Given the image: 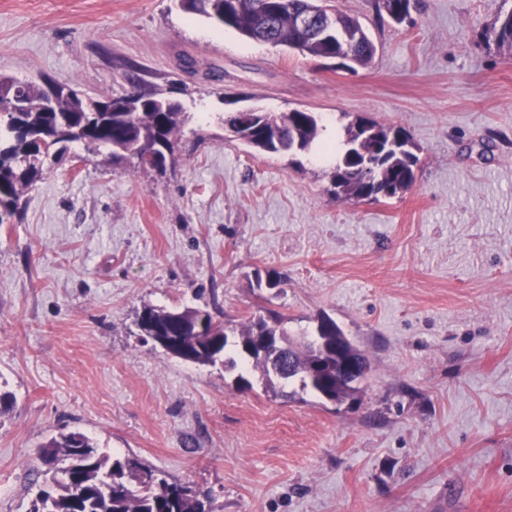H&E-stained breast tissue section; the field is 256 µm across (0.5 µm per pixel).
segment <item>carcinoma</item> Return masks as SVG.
Wrapping results in <instances>:
<instances>
[{"instance_id": "cac0c4a2", "label": "carcinoma", "mask_w": 512, "mask_h": 512, "mask_svg": "<svg viewBox=\"0 0 512 512\" xmlns=\"http://www.w3.org/2000/svg\"><path fill=\"white\" fill-rule=\"evenodd\" d=\"M187 11L211 19L219 29L231 28L254 42L300 49V55L317 58L330 52L329 47L313 40L297 29L298 16L310 9L314 0H181ZM411 0H379L382 20L403 23L410 13ZM323 18L337 30L361 34V40L350 46V62L346 69L367 66L375 44L361 23L328 6ZM485 37L512 48V10L500 13ZM18 92L29 105L26 112L8 111V95ZM91 100L68 84L53 79L46 83L20 82L0 76V224L5 218L19 215V201L27 188L41 178L47 161L60 160L65 146L61 141L36 137L55 127L83 123L94 129L86 150L96 155L104 150L116 164L137 169L163 170L175 158L177 134L187 119L182 105L166 97L128 94L100 101L101 112H90ZM315 112L295 109L291 112H262L257 128L250 134H239V113L224 116V125L237 139L255 152L266 154L309 153L317 145L323 129ZM375 134L365 139L358 149L348 144L358 140L356 122L344 126L341 148L332 174L334 195L353 199H392L404 195L415 181L419 163L414 144L406 132L394 125L372 122ZM374 164L373 181L367 183L362 166ZM280 312L252 317L245 323L230 325L216 322L210 313L196 308L182 311L145 307L137 315L141 336L184 337L187 357L200 365L224 361V367L237 366L235 358L226 355L228 337H236L238 353L261 372L266 388L274 383L286 386L296 380L301 389L311 390L323 399L343 403L354 398L359 387L339 376L343 362L362 353L345 336L336 322L323 331L331 337L326 344L303 336L288 342L287 359L294 378L274 380L270 357L251 354L257 336L288 337ZM323 361L331 372L319 377L314 365ZM45 459L55 465L52 478L38 487L31 512H207L208 496L181 482H170L159 471L136 457H114L102 452L83 433L60 434L49 439L42 449Z\"/></svg>"}]
</instances>
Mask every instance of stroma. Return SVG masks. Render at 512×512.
Segmentation results:
<instances>
[{
    "instance_id": "stroma-1",
    "label": "stroma",
    "mask_w": 512,
    "mask_h": 512,
    "mask_svg": "<svg viewBox=\"0 0 512 512\" xmlns=\"http://www.w3.org/2000/svg\"><path fill=\"white\" fill-rule=\"evenodd\" d=\"M373 38L356 71L214 28L179 0H0V76L93 99L175 91L176 160L136 171L70 146L0 224V512H30L32 461L93 438L212 512H512V55L481 34L512 0H336ZM198 62L186 72L181 56ZM363 114L419 149L399 198L339 200L333 163L253 152L242 108ZM274 275L276 288H257ZM291 336L336 321L371 371L355 401L275 396L141 340L143 307Z\"/></svg>"
}]
</instances>
